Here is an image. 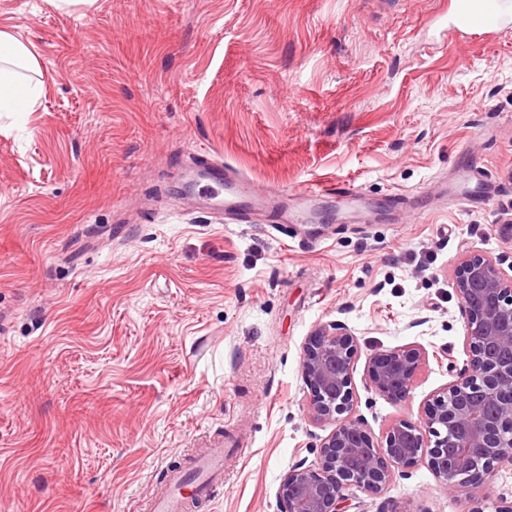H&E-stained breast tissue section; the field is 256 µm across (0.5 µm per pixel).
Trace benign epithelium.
I'll return each mask as SVG.
<instances>
[{
  "mask_svg": "<svg viewBox=\"0 0 512 512\" xmlns=\"http://www.w3.org/2000/svg\"><path fill=\"white\" fill-rule=\"evenodd\" d=\"M454 286L463 314L466 359L455 380L436 392L420 423L398 419L376 447L364 423L351 416L356 337L340 322L306 337L302 373L311 423L331 427L317 466L300 464L281 480V512H345V490L382 493L398 468L423 461L455 493L486 483L498 467H512V274L480 254L462 260ZM427 360L425 351L400 346L372 356L371 388L393 402L410 396Z\"/></svg>",
  "mask_w": 512,
  "mask_h": 512,
  "instance_id": "7a95c632",
  "label": "benign epithelium"
}]
</instances>
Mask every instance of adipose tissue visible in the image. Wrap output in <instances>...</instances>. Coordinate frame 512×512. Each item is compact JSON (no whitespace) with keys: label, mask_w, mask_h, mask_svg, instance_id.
<instances>
[{"label":"adipose tissue","mask_w":512,"mask_h":512,"mask_svg":"<svg viewBox=\"0 0 512 512\" xmlns=\"http://www.w3.org/2000/svg\"><path fill=\"white\" fill-rule=\"evenodd\" d=\"M41 65L28 45L0 29V112H30L42 94Z\"/></svg>","instance_id":"adipose-tissue-1"}]
</instances>
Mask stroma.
I'll return each instance as SVG.
<instances>
[{"label": "stroma", "mask_w": 512, "mask_h": 512, "mask_svg": "<svg viewBox=\"0 0 512 512\" xmlns=\"http://www.w3.org/2000/svg\"><path fill=\"white\" fill-rule=\"evenodd\" d=\"M456 0H0L41 64L0 115V512H147L210 438L244 448L195 512H280L317 464L306 336L358 342L355 417L421 421L464 354L455 270L512 263V38L449 40ZM279 204L224 214L198 153ZM353 184L361 207L306 184ZM472 194L474 203L462 205ZM429 359L410 397L373 355ZM348 512H501L512 469L460 495L426 463ZM427 360L425 351L400 346L372 356L366 366L371 388L393 402L406 401Z\"/></svg>", "instance_id": "35a3bbf8"}]
</instances>
